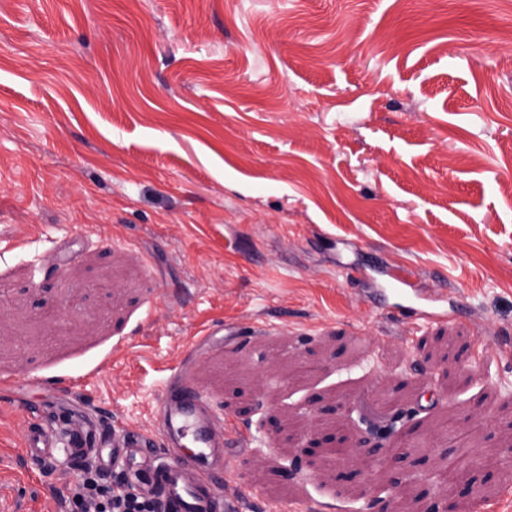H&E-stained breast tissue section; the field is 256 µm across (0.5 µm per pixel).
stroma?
<instances>
[{
    "instance_id": "obj_1",
    "label": "stroma",
    "mask_w": 512,
    "mask_h": 512,
    "mask_svg": "<svg viewBox=\"0 0 512 512\" xmlns=\"http://www.w3.org/2000/svg\"><path fill=\"white\" fill-rule=\"evenodd\" d=\"M184 364L241 512H512V0H0V512L111 488L28 426L153 431ZM101 492V488L97 479L92 473H85L79 477L77 482L70 488L71 500L74 503L92 501L97 494Z\"/></svg>"
}]
</instances>
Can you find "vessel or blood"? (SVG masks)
Wrapping results in <instances>:
<instances>
[{"label": "vessel or blood", "mask_w": 512, "mask_h": 512, "mask_svg": "<svg viewBox=\"0 0 512 512\" xmlns=\"http://www.w3.org/2000/svg\"><path fill=\"white\" fill-rule=\"evenodd\" d=\"M156 414V432L127 430L113 436L109 461L118 465L141 456L146 472L137 478L139 487L161 502L163 512H235L218 477L231 435L225 432L224 417L213 409L208 395L182 372H175L158 399ZM94 430V425L85 423L63 435L49 427L33 426L26 432L24 453L43 462L54 460L60 452L66 459H80L89 453ZM186 437L196 447L190 455L182 451ZM159 446L165 449L160 457L155 454Z\"/></svg>", "instance_id": "1"}]
</instances>
